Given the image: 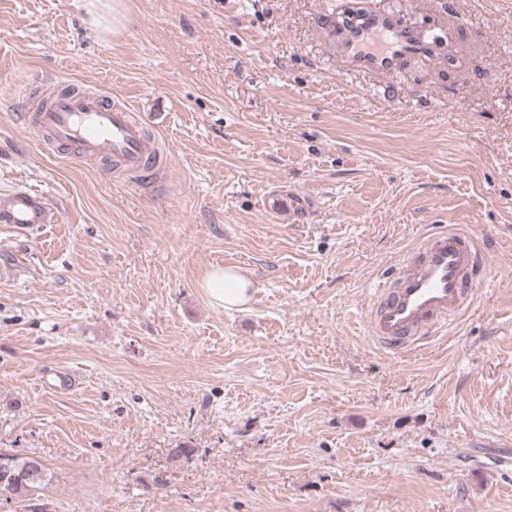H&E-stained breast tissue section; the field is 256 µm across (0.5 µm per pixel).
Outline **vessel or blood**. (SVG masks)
<instances>
[{"mask_svg": "<svg viewBox=\"0 0 512 512\" xmlns=\"http://www.w3.org/2000/svg\"><path fill=\"white\" fill-rule=\"evenodd\" d=\"M456 24L425 33L401 24L391 14L369 12L356 24L336 30V56L343 73L391 75L406 57L423 53L431 36L452 40ZM53 144L74 147L79 160L117 159L131 171L142 170L155 145L145 139V125L130 105L80 91L60 93L37 114ZM300 197L272 196L268 207L302 215ZM41 195L20 184L0 196V224L27 233L49 223ZM484 272L482 253L465 233L428 231L417 252L404 256L390 282L370 291L366 324L380 353L396 356L415 347L425 335L439 332L469 307L473 286Z\"/></svg>", "mask_w": 512, "mask_h": 512, "instance_id": "obj_1", "label": "vessel or blood"}]
</instances>
